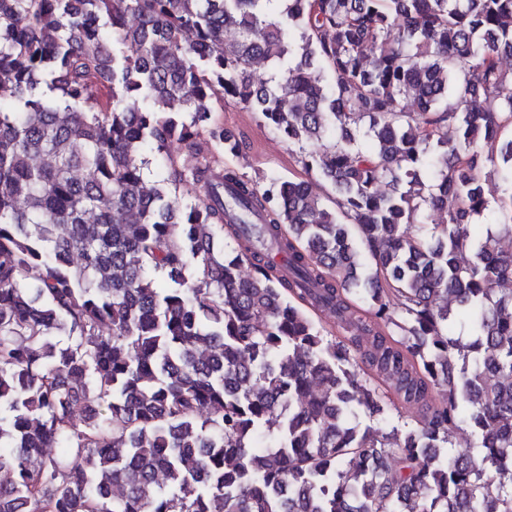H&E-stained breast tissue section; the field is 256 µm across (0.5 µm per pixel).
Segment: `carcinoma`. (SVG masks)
Returning <instances> with one entry per match:
<instances>
[{"label":"carcinoma","instance_id":"1","mask_svg":"<svg viewBox=\"0 0 512 512\" xmlns=\"http://www.w3.org/2000/svg\"><path fill=\"white\" fill-rule=\"evenodd\" d=\"M506 55L512 0H0V512H512ZM226 100L335 206L178 166Z\"/></svg>","mask_w":512,"mask_h":512}]
</instances>
